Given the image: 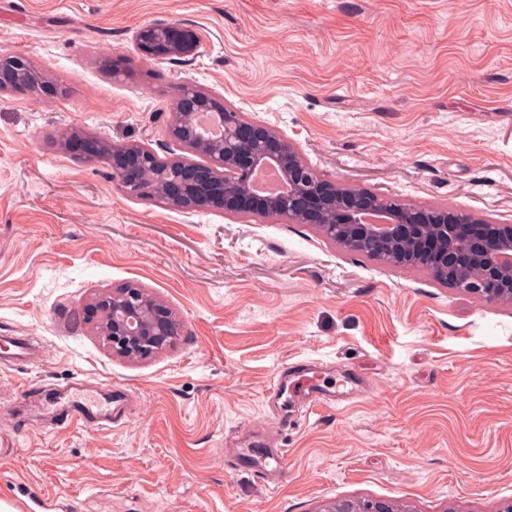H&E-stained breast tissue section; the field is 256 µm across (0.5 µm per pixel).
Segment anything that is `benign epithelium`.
Masks as SVG:
<instances>
[{
  "mask_svg": "<svg viewBox=\"0 0 512 512\" xmlns=\"http://www.w3.org/2000/svg\"><path fill=\"white\" fill-rule=\"evenodd\" d=\"M141 52L158 61H191L203 38L173 23H153L136 32ZM26 80L35 99L57 93L43 72L21 55H0V94ZM174 117L163 129L167 165L151 147L154 131L140 141L111 144L70 128L60 139L67 152L88 162L103 161L112 182L124 193L182 212L219 210L230 216L251 215L284 224H307L348 253L358 246L388 248L394 263L422 267L436 283L444 280L460 292L496 305L512 307V224L446 206H410L386 195L351 188L312 167L296 144L261 122L227 106L215 92L182 84ZM211 113L223 126L221 137L205 135L198 116ZM278 170L285 189L275 195L253 190L261 168ZM154 170L153 181L141 174ZM478 264L482 275L472 276ZM100 336L112 353L146 359L172 346L181 322L145 288L112 289L90 309ZM318 512H411L384 499L334 500Z\"/></svg>",
  "mask_w": 512,
  "mask_h": 512,
  "instance_id": "benign-epithelium-1",
  "label": "benign epithelium"
}]
</instances>
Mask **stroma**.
I'll return each mask as SVG.
<instances>
[{"label": "stroma", "instance_id": "obj_1", "mask_svg": "<svg viewBox=\"0 0 512 512\" xmlns=\"http://www.w3.org/2000/svg\"><path fill=\"white\" fill-rule=\"evenodd\" d=\"M156 21L203 31L198 57L141 53L134 34ZM0 53L60 88L0 95V333L43 348L0 369V512L512 499V308L308 226L126 196L46 138L142 140L191 81L328 178L512 222V0H0ZM128 283L184 321L142 361L86 320ZM72 392L115 424H69ZM279 451L273 485L254 463Z\"/></svg>", "mask_w": 512, "mask_h": 512}]
</instances>
